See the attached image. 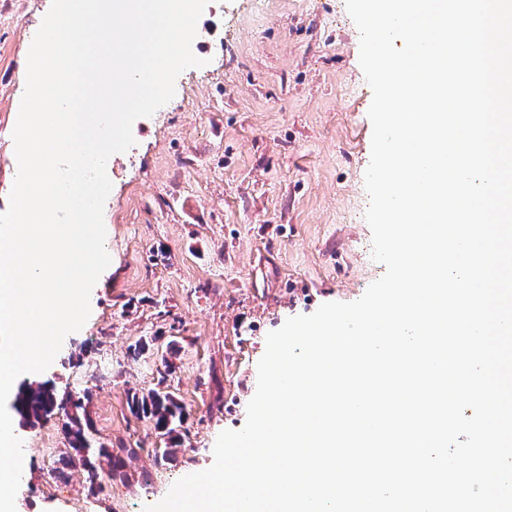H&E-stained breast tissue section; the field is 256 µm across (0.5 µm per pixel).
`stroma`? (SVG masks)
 <instances>
[{"mask_svg": "<svg viewBox=\"0 0 512 512\" xmlns=\"http://www.w3.org/2000/svg\"><path fill=\"white\" fill-rule=\"evenodd\" d=\"M52 0H0V212L17 167L14 116ZM345 0H210L175 95L114 154L104 209L111 263L84 327L44 372L57 402L82 400L99 478L66 464L68 419L19 422L16 512H144L213 462L242 428L266 336L383 276L365 219L372 90ZM144 345L134 354L135 345ZM165 387L184 405L168 445L130 411Z\"/></svg>", "mask_w": 512, "mask_h": 512, "instance_id": "obj_1", "label": "stroma"}]
</instances>
